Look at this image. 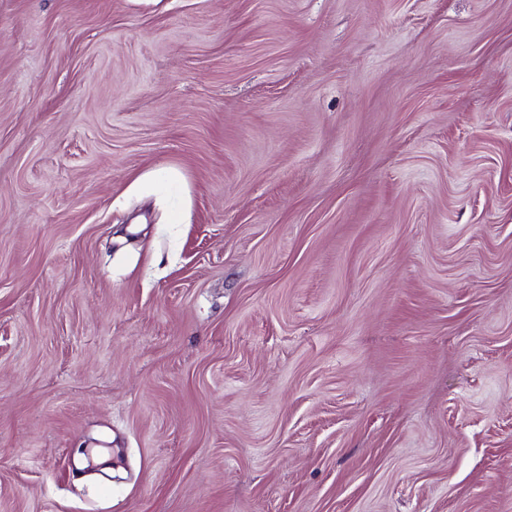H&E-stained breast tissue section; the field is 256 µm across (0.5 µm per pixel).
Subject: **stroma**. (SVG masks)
Masks as SVG:
<instances>
[{"instance_id": "obj_1", "label": "stroma", "mask_w": 512, "mask_h": 512, "mask_svg": "<svg viewBox=\"0 0 512 512\" xmlns=\"http://www.w3.org/2000/svg\"><path fill=\"white\" fill-rule=\"evenodd\" d=\"M0 512H512V0H0Z\"/></svg>"}]
</instances>
